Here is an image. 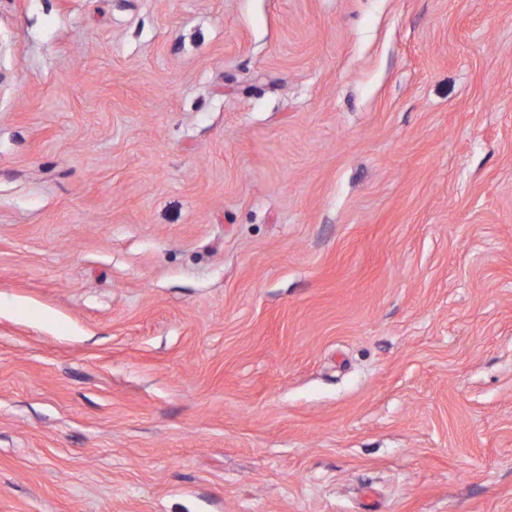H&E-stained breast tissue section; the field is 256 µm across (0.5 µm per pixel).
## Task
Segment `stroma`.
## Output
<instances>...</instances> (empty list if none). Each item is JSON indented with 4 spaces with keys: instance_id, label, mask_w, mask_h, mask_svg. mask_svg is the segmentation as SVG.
Here are the masks:
<instances>
[{
    "instance_id": "obj_1",
    "label": "stroma",
    "mask_w": 512,
    "mask_h": 512,
    "mask_svg": "<svg viewBox=\"0 0 512 512\" xmlns=\"http://www.w3.org/2000/svg\"><path fill=\"white\" fill-rule=\"evenodd\" d=\"M0 512H512V0H0Z\"/></svg>"
}]
</instances>
